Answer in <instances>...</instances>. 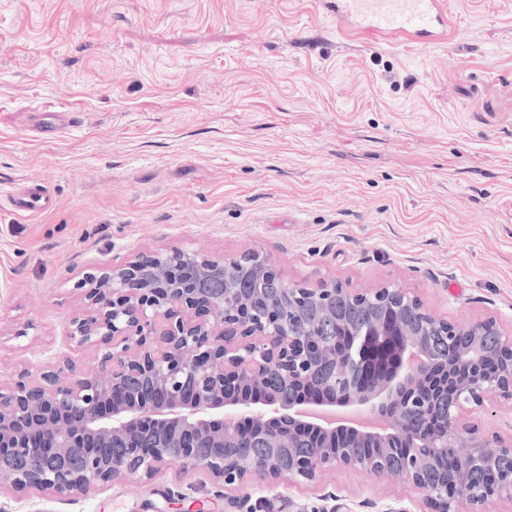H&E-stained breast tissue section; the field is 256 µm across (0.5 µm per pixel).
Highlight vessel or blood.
I'll list each match as a JSON object with an SVG mask.
<instances>
[{
    "label": "vessel or blood",
    "mask_w": 512,
    "mask_h": 512,
    "mask_svg": "<svg viewBox=\"0 0 512 512\" xmlns=\"http://www.w3.org/2000/svg\"><path fill=\"white\" fill-rule=\"evenodd\" d=\"M319 12L337 31L371 46L412 42L429 45L448 35L447 0H317ZM50 196L35 186L17 196L14 206L26 213L45 209Z\"/></svg>",
    "instance_id": "1"
}]
</instances>
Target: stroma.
Here are the masks:
<instances>
[{"instance_id":"1","label":"stroma","mask_w":512,"mask_h":512,"mask_svg":"<svg viewBox=\"0 0 512 512\" xmlns=\"http://www.w3.org/2000/svg\"><path fill=\"white\" fill-rule=\"evenodd\" d=\"M449 37L367 48L312 0H0V380L65 352L83 277L171 246L400 288L512 336V0H451ZM26 184L51 207L16 212ZM419 503L353 471L230 500L174 467L73 501L0 494V512Z\"/></svg>"}]
</instances>
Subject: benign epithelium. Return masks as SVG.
<instances>
[{"mask_svg": "<svg viewBox=\"0 0 512 512\" xmlns=\"http://www.w3.org/2000/svg\"><path fill=\"white\" fill-rule=\"evenodd\" d=\"M248 278L254 288L235 282ZM256 252L214 257L187 248L139 255L80 282L70 353L0 384V491L59 498L151 479L176 464L233 491L256 483L315 488L336 470L398 480L421 512H488L512 503V436L486 435L464 414L512 402V336L496 318L459 324L400 288L355 291L336 281L289 284ZM371 309L370 332L347 349L321 334L337 304ZM312 313L302 330L292 322ZM448 339V408L441 433L415 438L435 364L416 319ZM314 397L286 399L264 378ZM452 449L454 477L435 482L434 458Z\"/></svg>", "mask_w": 512, "mask_h": 512, "instance_id": "1", "label": "benign epithelium"}]
</instances>
